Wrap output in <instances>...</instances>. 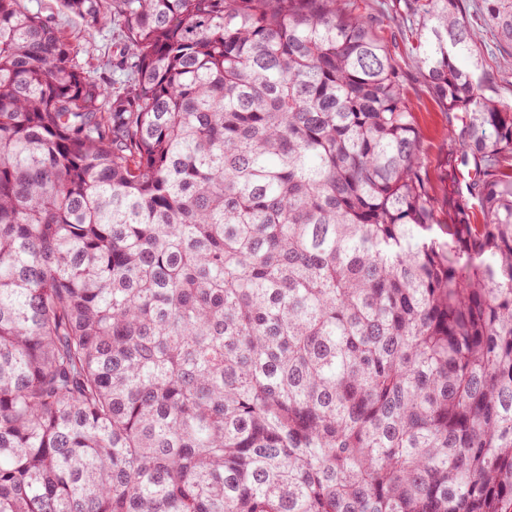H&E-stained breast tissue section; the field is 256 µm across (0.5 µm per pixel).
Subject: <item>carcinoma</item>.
Returning a JSON list of instances; mask_svg holds the SVG:
<instances>
[{
  "instance_id": "1",
  "label": "carcinoma",
  "mask_w": 512,
  "mask_h": 512,
  "mask_svg": "<svg viewBox=\"0 0 512 512\" xmlns=\"http://www.w3.org/2000/svg\"><path fill=\"white\" fill-rule=\"evenodd\" d=\"M59 3L0 0V512H512V101L462 0L392 3L442 204L350 0ZM30 7L41 11L43 16H47L51 21L70 30H79L82 28V22L76 17L63 14L59 8L57 0H31ZM367 4L371 12L379 16L381 35L388 40L397 41L396 56L407 72L406 91L415 115V121L422 135V158L429 173L432 194L441 202L453 191L457 178L456 172L448 169V151L450 140L448 129L456 123L454 113L443 112L439 104L429 95L418 74L410 46L402 36L404 26L392 11V0H356Z\"/></svg>"
}]
</instances>
